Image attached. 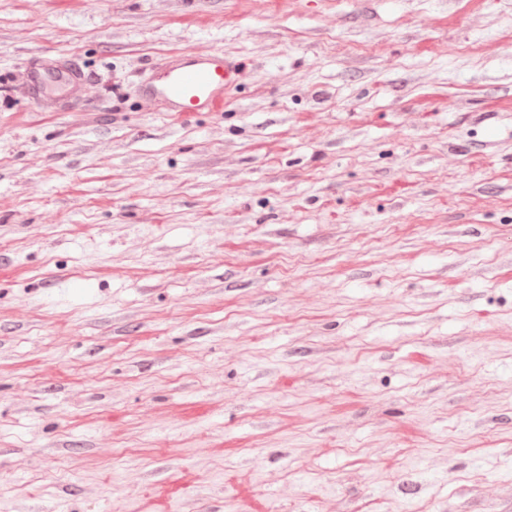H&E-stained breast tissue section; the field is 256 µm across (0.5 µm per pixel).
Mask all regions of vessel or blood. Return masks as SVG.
<instances>
[{
	"label": "vessel or blood",
	"mask_w": 512,
	"mask_h": 512,
	"mask_svg": "<svg viewBox=\"0 0 512 512\" xmlns=\"http://www.w3.org/2000/svg\"><path fill=\"white\" fill-rule=\"evenodd\" d=\"M56 71L65 87L77 90L81 77L64 64L34 60L27 70L22 90L37 97L47 71ZM242 74L238 62L221 52L199 54L182 50L152 65L142 79L139 91L150 105L182 114L212 112L224 104V92Z\"/></svg>",
	"instance_id": "1"
}]
</instances>
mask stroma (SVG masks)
<instances>
[{"label": "stroma", "instance_id": "obj_1", "mask_svg": "<svg viewBox=\"0 0 512 512\" xmlns=\"http://www.w3.org/2000/svg\"><path fill=\"white\" fill-rule=\"evenodd\" d=\"M0 512H512V0H0ZM241 74L239 63L224 53L182 50L152 65L139 91L148 104L165 112H212L224 105V91ZM55 70L58 73V80L63 82L65 87L75 91L80 85V75L62 63H48L41 59L34 60L26 71L22 82V90L27 97H37L44 86L46 71Z\"/></svg>", "mask_w": 512, "mask_h": 512}]
</instances>
